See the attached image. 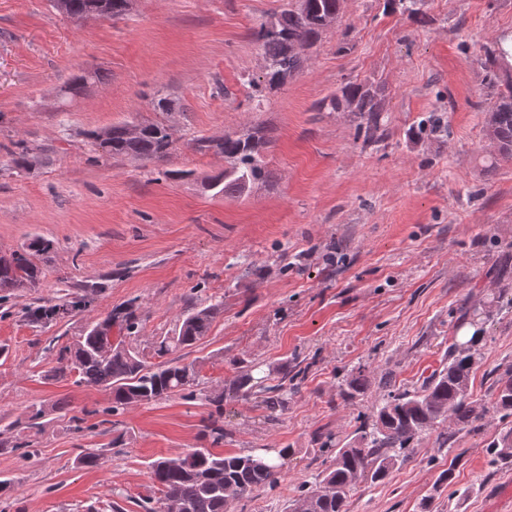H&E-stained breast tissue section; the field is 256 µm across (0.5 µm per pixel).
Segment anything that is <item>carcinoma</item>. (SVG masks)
I'll list each match as a JSON object with an SVG mask.
<instances>
[{"instance_id": "cac0c4a2", "label": "carcinoma", "mask_w": 512, "mask_h": 512, "mask_svg": "<svg viewBox=\"0 0 512 512\" xmlns=\"http://www.w3.org/2000/svg\"><path fill=\"white\" fill-rule=\"evenodd\" d=\"M387 5L414 23L427 24L423 0H387ZM341 0H289L262 20L254 32L263 53L262 75L249 80L254 109L261 110L265 93L278 88L302 69L303 48L313 47L326 29L339 20ZM512 51L500 39L482 47L476 63L483 74L486 89L484 132L503 160L512 159ZM74 76L60 89L63 100L83 94L87 78ZM384 90L369 81H349L336 93L315 105L318 111L331 109L351 112L364 132V141L376 142L387 135L382 112ZM445 128L443 114L435 110L417 125V134L432 135ZM90 139L106 158L135 157L162 164L175 151L169 128L162 122H144L134 126L115 123L89 133ZM273 137L264 129L239 133L226 131L219 138H198L201 153L214 151L224 156V172L209 179L206 188L226 198H240L252 186L269 177L267 153ZM33 148L21 142L11 153V163L19 170L33 165ZM53 250L52 241L34 236L27 244L0 255V292L19 288H36L44 277V262ZM93 301L84 290L55 302L48 300L22 310L23 317L35 324H51L64 316L84 310ZM223 303L195 304L174 334L156 341L146 354L130 341L139 332L138 306L131 299L86 330L79 339L62 347L58 366L49 371L55 379L75 375L78 386H97L110 391L112 416L132 405L149 404L172 395L194 396L199 386V371L184 362L181 352L204 339ZM461 324L475 327L470 339L462 342L453 337L448 344V363L422 377L412 390L386 389L377 407L375 419L360 426L353 441L333 447L331 440L322 443L328 460L325 467L304 481L289 501L286 512H348L350 493L361 484L384 482L393 468L407 457L420 437L428 430L449 422L453 430L438 435L440 445L456 443L457 436L471 431L483 419V409L472 399L470 381L481 356L483 328L476 326L470 311L461 315ZM118 328L125 335L108 347L104 335ZM241 370L229 383L234 397H248L265 392L267 409L272 412L285 406L280 396L282 385L268 386L266 378L252 375L247 360L239 361ZM367 376L362 369L350 372L341 384V395L353 401L365 393ZM493 407L505 427L488 444L492 463H512V366L495 379ZM34 455L27 442L0 439V452ZM289 448H267L263 454L219 453L212 448H192L184 455L161 457L149 465L158 495L141 501L143 512H229V506L258 491L278 488L284 475Z\"/></svg>"}]
</instances>
